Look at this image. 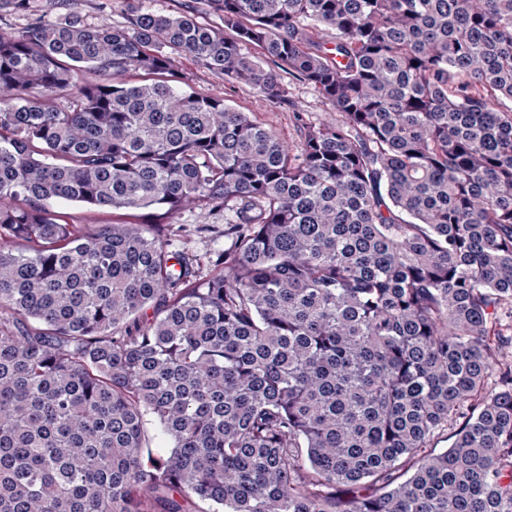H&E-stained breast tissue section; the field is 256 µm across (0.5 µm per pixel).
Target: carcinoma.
I'll use <instances>...</instances> for the list:
<instances>
[{
	"mask_svg": "<svg viewBox=\"0 0 512 512\" xmlns=\"http://www.w3.org/2000/svg\"><path fill=\"white\" fill-rule=\"evenodd\" d=\"M6 2L0 512H512V0ZM183 55L336 118L293 150ZM187 208L224 209V272L168 251ZM122 0H70L65 9H59L54 17L76 15L88 22L108 21L112 25H127V15ZM206 3V0H146L144 6L160 13L203 16L213 25H222L220 16L210 11ZM55 209L67 213L70 222L79 224L86 232H92L100 224L112 223H147L152 220L151 215H147L149 210L140 211H117L112 214L109 208L86 207L80 204L60 203L55 205Z\"/></svg>",
	"mask_w": 512,
	"mask_h": 512,
	"instance_id": "1",
	"label": "carcinoma"
}]
</instances>
